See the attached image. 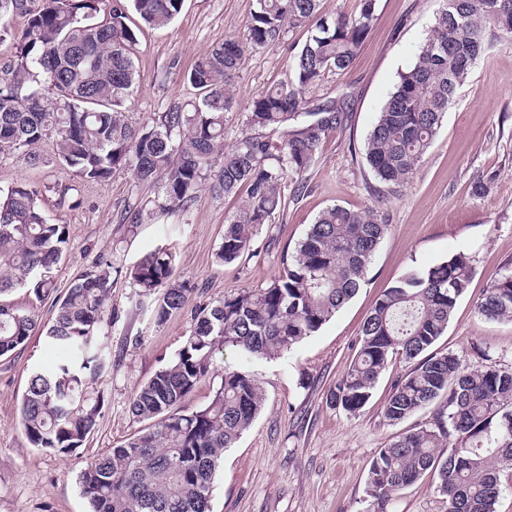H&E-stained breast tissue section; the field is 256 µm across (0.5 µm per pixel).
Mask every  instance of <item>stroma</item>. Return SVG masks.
Here are the masks:
<instances>
[{
	"instance_id": "stroma-1",
	"label": "stroma",
	"mask_w": 512,
	"mask_h": 512,
	"mask_svg": "<svg viewBox=\"0 0 512 512\" xmlns=\"http://www.w3.org/2000/svg\"><path fill=\"white\" fill-rule=\"evenodd\" d=\"M377 4L352 66L342 73L326 71L308 93L315 105L350 93L345 120L323 140L305 193L287 199L274 223L258 233L252 258L229 264L216 259L235 198L205 188L189 207L167 214L154 207V186L130 170H116L102 182L80 180L55 162L49 141L39 147L40 164L20 156L0 159V190L20 181L41 190L46 218L65 225L68 234L53 289L41 295L18 289L15 303L50 324L58 299L94 270L99 256H108L115 269L97 330L112 359L94 383L103 405L80 448L67 455L45 452L29 442L21 426L29 372L49 361L43 335L34 333L0 356V512H90L78 489L80 470L141 429L130 402L182 348L193 327V307L269 283L282 269V252L296 247L325 208L374 206L376 180L363 158L364 141L440 7L439 0ZM255 8L256 0H184L181 13L164 26L131 17L140 74L130 100L132 120L147 123L156 113L192 103L195 91L186 75L197 57L226 38L242 36ZM305 39L304 31L295 30L281 43L244 57L237 104L224 115L225 144L243 129L246 102L286 78ZM480 179L489 185L477 197L472 185ZM130 204L144 210L134 228L121 220ZM384 211L388 230L366 281L330 322L272 359L245 365L231 350L220 355L221 367H244L257 376L264 401L252 425L224 453L211 512H366L369 468L379 448L428 423L435 410H421L395 425L386 422L383 410L392 383L410 368L400 357L392 359L359 411L332 406L327 395L354 359L361 328L380 294L406 272L427 269L460 251L471 254L475 274L434 349L455 353L469 368L485 361L512 367V321L489 320L477 312L490 279L512 261V44L495 46L475 67L411 182ZM161 247L176 256V278L194 289L189 309L162 323L153 315V299L137 303L129 277L145 254ZM437 483L436 474L425 473L398 492L389 512H446Z\"/></svg>"
}]
</instances>
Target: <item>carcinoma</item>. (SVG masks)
<instances>
[{
  "instance_id": "cac0c4a2",
  "label": "carcinoma",
  "mask_w": 512,
  "mask_h": 512,
  "mask_svg": "<svg viewBox=\"0 0 512 512\" xmlns=\"http://www.w3.org/2000/svg\"><path fill=\"white\" fill-rule=\"evenodd\" d=\"M100 4L0 0V14L27 15L26 26L13 36V59L0 68V157L21 154L36 165V146L51 138L57 161L83 180L104 181L124 168L153 183L154 204L162 211L188 206L208 184L237 199L225 218L217 261L254 256V236L274 223L285 191L294 197L306 191V174L323 139L344 118L345 99L312 108L306 94L326 71L353 64L377 0H361L354 16L334 17L322 11V0H257L243 38L226 39L195 61L187 75L198 90L191 108L161 112L150 124L129 118L139 74L128 10L149 26H164L180 14L183 0H113L104 17ZM294 29L307 37L287 79L249 102L245 128L224 147V113L236 103L243 57L280 43ZM502 40L512 41V0H443L413 65L399 75L364 142L366 163L380 184L378 202L409 184L457 90ZM217 154L223 161L213 173ZM386 227L373 207H328L294 252L282 256L283 270L268 285L196 309L182 348L133 397L130 410L145 427L79 472L78 487L91 512H210L224 450L250 427L264 399L253 373L226 370L207 405L187 408L196 386L217 371L215 351L231 348L246 362L271 359L319 331L364 282ZM66 242L65 226L46 219L36 188L20 182L0 191V356L40 327L33 313L15 305L12 293L28 286L50 290ZM473 274V257L460 251L396 280L365 320L355 359L329 394L330 404L358 411L400 356L415 364L393 384L388 422L444 401L432 423L397 437L373 459L366 493L380 510L431 469L447 512H496L500 470L512 468V369L465 372L455 354L430 351ZM111 275L112 263L103 256L57 301L44 337L59 359L29 373L21 424L28 440L47 452L80 447L100 416L102 397L93 382L108 353L95 331L104 321ZM130 276L145 295L163 289L157 321L188 305L193 288L175 278L171 251L145 255ZM477 310L488 319L512 320V263L490 280Z\"/></svg>"
}]
</instances>
